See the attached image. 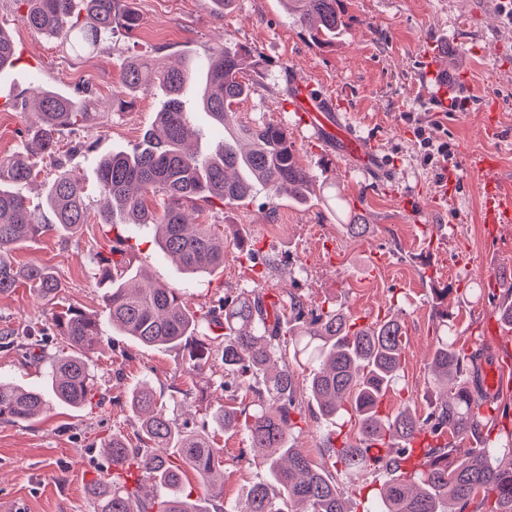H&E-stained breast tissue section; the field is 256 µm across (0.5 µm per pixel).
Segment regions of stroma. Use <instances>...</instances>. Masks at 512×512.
I'll use <instances>...</instances> for the list:
<instances>
[{
	"label": "stroma",
	"instance_id": "stroma-1",
	"mask_svg": "<svg viewBox=\"0 0 512 512\" xmlns=\"http://www.w3.org/2000/svg\"><path fill=\"white\" fill-rule=\"evenodd\" d=\"M139 14L131 35L119 34L83 56L60 40L24 26L12 0H0V25L11 33L18 58L0 74V158L21 152L17 135L34 121L26 105L32 88L48 86L69 94L88 90L103 114L88 133L91 156L74 152L75 136H63L54 159L40 165L36 181L20 186L29 199L51 182L58 168L80 176L98 203L95 167L99 158L130 149L152 128L165 100L162 88L138 93L118 110L112 94L120 73L133 57H149L168 66L188 57L202 59L215 44L247 46L265 69L238 110L242 120L287 126L302 163L317 172L321 197L299 205L281 197L268 201L263 188L247 199L213 208L210 221L223 225L224 268L190 277L157 247L152 230L134 233L123 248L132 271L152 281L184 289L189 308L217 304L263 284L288 289L310 305L336 301L363 323L399 311L406 341L400 375L387 392L383 413L410 407L426 414L440 390L431 381V287L449 284L453 312L451 334L465 353L480 352L484 365L496 366L500 380L512 375V329L496 327L498 302L472 297V288L499 293L512 287V224L489 234L477 175L465 170L467 155L484 154L498 165L504 187L512 189V25L501 0H344L345 26L330 47L315 44L289 14L282 0H236L228 12L212 0H130ZM448 56L452 84L468 88L464 106L441 111L423 95L428 59ZM314 83L360 139L378 141V160L364 169L340 157L335 145L320 143L290 107L297 84ZM446 201L435 202L440 184ZM425 210L424 223H413L406 205ZM363 217L365 236L347 233L344 210ZM116 236L111 225L89 222L75 233H45L19 247L18 264L52 267L64 290L63 301L104 314V289L93 274L90 256L109 252ZM247 239L248 248L238 245ZM256 250L248 260L247 250ZM51 318L50 307L28 289L0 295V331L20 330ZM102 342L90 354L100 409L73 408L47 399L40 417L20 424L0 423V512H91L90 481L112 478V461L102 444L113 434L136 443L139 424L129 409V393L149 382L179 419L200 409L215 410L229 397L218 381L221 362L204 371L189 369L179 348H149L103 324ZM48 364L25 362L0 349V378L47 391ZM355 438L354 422L337 424L317 409L306 412L293 440L318 458L327 435ZM224 450V501L243 507L250 487L264 479L250 462L242 430L216 431Z\"/></svg>",
	"mask_w": 512,
	"mask_h": 512
}]
</instances>
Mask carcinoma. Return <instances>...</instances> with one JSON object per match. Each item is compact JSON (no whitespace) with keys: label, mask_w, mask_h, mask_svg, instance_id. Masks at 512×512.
<instances>
[{"label":"carcinoma","mask_w":512,"mask_h":512,"mask_svg":"<svg viewBox=\"0 0 512 512\" xmlns=\"http://www.w3.org/2000/svg\"><path fill=\"white\" fill-rule=\"evenodd\" d=\"M18 19L60 39L81 55L139 18L128 0H12ZM290 12L320 46H330L344 26L343 0H285ZM16 59L10 33L0 25V73ZM252 66L243 46L217 45L201 62L161 69L131 59L120 74L118 106L157 84L166 104L142 142L95 162L102 201L98 223L156 227L159 249L191 276L224 266V232L219 224L190 222L187 210L202 216L205 206L234 204L263 187L269 201L281 194L306 202L313 175L302 166L288 128L271 122H244L237 106L250 94L244 73ZM199 86L197 102L224 137L205 155L187 151L195 136L185 96ZM88 91L62 94L35 90L38 122L24 127V152L0 159V295L24 286L47 304H58L63 285L48 266H18L13 251L48 231L71 232L88 223L90 209L82 184L66 169L32 202L12 185L37 176L33 159L53 157L65 132L96 126ZM90 262L107 289L105 308L112 328L147 347H182L188 363L207 365L221 353L219 386L231 397H247L244 407L222 406L204 412L194 424L178 422L146 384L135 388L129 405L140 421L143 447L121 436L106 444L116 474L87 485L91 512H225L223 449L212 430L244 431L252 460L267 480L247 493V512H352L358 480L384 472L375 512H512V428L500 393L484 386L477 355L456 347L448 336V294L434 289V350L431 368L443 398L425 415L405 407L381 411L402 364L401 321L392 314L359 325L334 301L312 308L286 289L270 293L260 286L208 309L191 310L180 288L133 277L124 261L99 252ZM64 349L50 358L54 397L73 407H101L88 355L102 336L99 318L74 303L51 315V327L31 326L22 333L0 332V345L41 360L40 337L47 331ZM308 370L301 380L295 367ZM310 400L321 415L357 421V439L336 445L327 437L320 449L330 460L317 463L293 447ZM38 389L0 381V423L26 422L46 410ZM476 442L462 448L463 442ZM196 476L198 496L186 491L187 473ZM146 476L164 489L150 494ZM350 480L345 493L338 477Z\"/></svg>","instance_id":"1"}]
</instances>
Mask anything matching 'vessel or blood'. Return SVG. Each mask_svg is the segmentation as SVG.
I'll return each instance as SVG.
<instances>
[{"instance_id": "vessel-or-blood-1", "label": "vessel or blood", "mask_w": 512, "mask_h": 512, "mask_svg": "<svg viewBox=\"0 0 512 512\" xmlns=\"http://www.w3.org/2000/svg\"><path fill=\"white\" fill-rule=\"evenodd\" d=\"M294 109L300 112L309 125L324 142L336 141L343 152L356 156L361 167H372L376 155L373 150L362 146L359 139L343 122L340 113L304 85L294 95ZM470 170L480 174L483 190V221L489 227L512 223V193L505 191L497 172L496 161L487 155L472 154L467 158Z\"/></svg>"}]
</instances>
